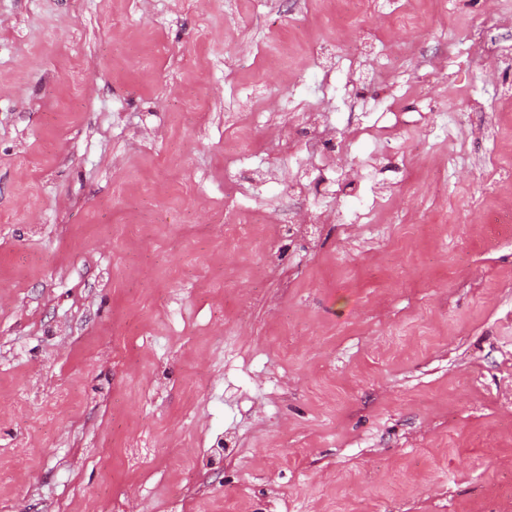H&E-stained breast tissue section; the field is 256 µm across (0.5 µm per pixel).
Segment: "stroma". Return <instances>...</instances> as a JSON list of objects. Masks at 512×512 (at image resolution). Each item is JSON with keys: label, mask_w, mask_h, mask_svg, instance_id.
<instances>
[{"label": "stroma", "mask_w": 512, "mask_h": 512, "mask_svg": "<svg viewBox=\"0 0 512 512\" xmlns=\"http://www.w3.org/2000/svg\"><path fill=\"white\" fill-rule=\"evenodd\" d=\"M500 211L501 0H0V512H512ZM303 124L309 131L307 140H297L293 142V146L301 143L307 153L322 152L326 149V143L331 141V136L327 128L321 124L314 114H308L305 117Z\"/></svg>", "instance_id": "stroma-1"}]
</instances>
